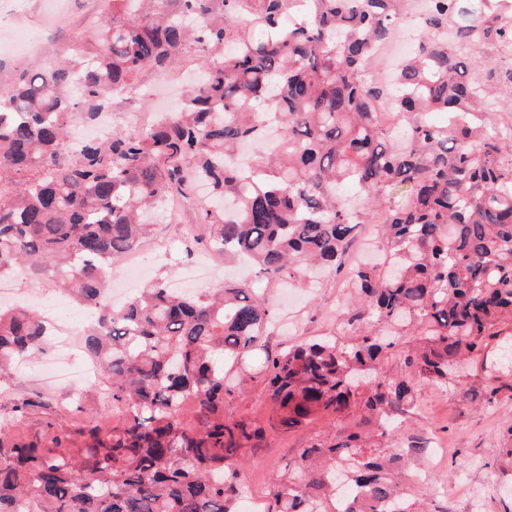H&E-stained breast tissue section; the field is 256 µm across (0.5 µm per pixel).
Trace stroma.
<instances>
[{
  "label": "stroma",
  "instance_id": "obj_1",
  "mask_svg": "<svg viewBox=\"0 0 512 512\" xmlns=\"http://www.w3.org/2000/svg\"><path fill=\"white\" fill-rule=\"evenodd\" d=\"M48 10V0H21L20 16L10 24L35 43L26 63L54 64L65 46L45 32ZM138 258L153 268L155 278L170 282L178 280L190 263L180 227L168 223L165 207L156 209L151 232L138 247ZM253 286L271 292L287 329L268 337L265 351L249 359L251 369H259L266 354L282 352L289 343L320 336L329 329L340 338L349 332L346 319L335 314L336 308L345 305L347 295L337 278L329 276L314 288L298 291V303L292 307L283 305L282 289H268L258 280ZM48 362V356H41L37 366L23 371L21 379L0 381L1 424L11 423L13 406L23 401L29 405L25 427L29 433L40 430L43 420L53 416L61 425L76 428L106 409L102 385L79 389L51 382ZM492 388L498 389L500 404L488 410L480 402ZM79 401L84 404L80 416L62 415V408ZM354 430L375 436L379 449L388 451L396 444L407 449L403 478L424 499L427 512H512V475L501 472L508 461L506 452L512 449V350L499 348L496 337H488L466 370L449 377L447 383L418 387L410 420L398 438L383 434L377 420L359 413L339 418L319 415L287 433L267 429L244 453L243 495H258L257 512H271V484L298 463L301 448L316 440L345 437Z\"/></svg>",
  "mask_w": 512,
  "mask_h": 512
}]
</instances>
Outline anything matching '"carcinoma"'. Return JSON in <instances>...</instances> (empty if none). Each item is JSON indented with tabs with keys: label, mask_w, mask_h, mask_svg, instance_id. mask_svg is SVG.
<instances>
[{
	"label": "carcinoma",
	"mask_w": 512,
	"mask_h": 512,
	"mask_svg": "<svg viewBox=\"0 0 512 512\" xmlns=\"http://www.w3.org/2000/svg\"><path fill=\"white\" fill-rule=\"evenodd\" d=\"M425 2L417 50L388 90L368 77L369 49L408 0H307L299 19L295 0H112L68 57L0 83V275L47 276L95 313L83 348L125 410L78 429L86 440L52 420L28 441L0 428V512L29 500L39 512H237L242 452L265 429L226 405L275 322L269 296L156 281L119 308L106 301L108 270L140 245L145 214L198 182L210 194L191 208L208 244L245 256L257 279L302 287L316 269H349L354 336L294 345L260 370L276 431L359 409L395 433L417 385L447 380L512 319V135L480 122L512 112V93L496 92V61L474 48L480 29L509 54L512 32L496 24L495 0ZM189 53L203 76L178 111L71 149V127L99 125L145 72ZM383 102L403 134L375 123ZM269 125L277 150L227 163ZM403 186L406 201L391 204ZM373 221L388 259L347 265L356 227ZM49 336L37 311L0 308V371ZM395 351L404 370L389 376L381 362ZM369 447L354 431L302 449L273 486L275 512H419L393 479L404 449Z\"/></svg>",
	"instance_id": "1"
}]
</instances>
